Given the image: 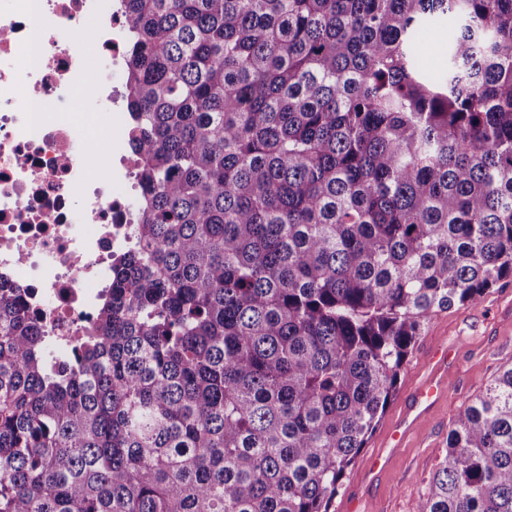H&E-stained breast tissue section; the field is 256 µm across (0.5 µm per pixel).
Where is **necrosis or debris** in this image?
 Listing matches in <instances>:
<instances>
[{
    "label": "necrosis or debris",
    "instance_id": "obj_1",
    "mask_svg": "<svg viewBox=\"0 0 512 512\" xmlns=\"http://www.w3.org/2000/svg\"><path fill=\"white\" fill-rule=\"evenodd\" d=\"M97 11L98 0H0V273L29 289L28 308L54 354L80 336L134 220L125 141L102 115L75 135L62 113L92 77L77 26ZM91 152L100 166L87 162Z\"/></svg>",
    "mask_w": 512,
    "mask_h": 512
}]
</instances>
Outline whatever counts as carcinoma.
I'll return each mask as SVG.
<instances>
[{"mask_svg": "<svg viewBox=\"0 0 512 512\" xmlns=\"http://www.w3.org/2000/svg\"><path fill=\"white\" fill-rule=\"evenodd\" d=\"M120 11L131 245L58 364L0 275V512H329L426 321L512 278V0ZM418 512H512V367ZM448 34V26L445 27L435 26L431 24L430 29L423 32L421 35V45L423 48L421 63L428 69H436L439 64V58L436 54V45L439 41L444 39Z\"/></svg>", "mask_w": 512, "mask_h": 512, "instance_id": "1", "label": "carcinoma"}]
</instances>
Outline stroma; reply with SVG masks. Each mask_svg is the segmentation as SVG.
<instances>
[{"instance_id":"stroma-1","label":"stroma","mask_w":512,"mask_h":512,"mask_svg":"<svg viewBox=\"0 0 512 512\" xmlns=\"http://www.w3.org/2000/svg\"><path fill=\"white\" fill-rule=\"evenodd\" d=\"M451 347L448 392L417 420L388 467L374 480L366 460L381 450L390 425L411 404V390L429 371L426 349ZM512 363V278L491 288L475 304L433 314L400 374L396 393L366 448L345 473L330 512H417L428 482L448 450V430L463 407L481 394L500 367Z\"/></svg>"}]
</instances>
